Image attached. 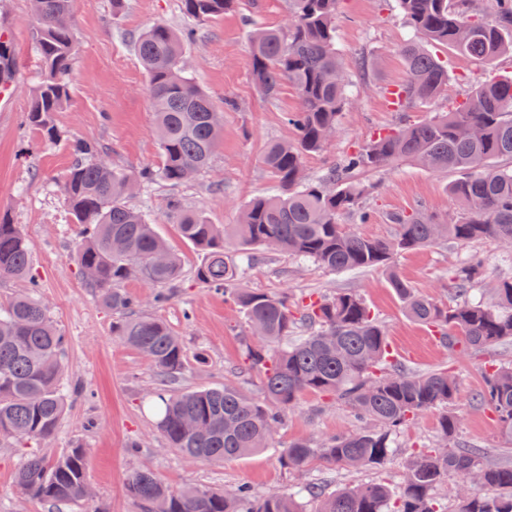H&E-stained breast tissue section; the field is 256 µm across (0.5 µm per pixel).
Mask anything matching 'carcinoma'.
Listing matches in <instances>:
<instances>
[{
    "mask_svg": "<svg viewBox=\"0 0 512 512\" xmlns=\"http://www.w3.org/2000/svg\"><path fill=\"white\" fill-rule=\"evenodd\" d=\"M192 21L218 18L236 0H180ZM338 0H289L288 24L251 28L248 63L255 84L274 94L291 84L299 107L286 113L296 140L271 141L263 163L278 192L250 201L240 224L226 233L176 198L166 213L182 239L206 254L194 277L224 291L245 315L257 342L245 341L243 370L262 372L263 400L237 385L171 390L187 369L181 337L164 320L139 313L144 300L125 284L140 280L156 287L152 303L166 302L180 281L183 263L155 231L147 215L127 204L141 184L158 178L171 186L209 168L221 132V116L182 64L183 39L163 23L138 37L135 52L149 76L155 105L161 166L126 172L112 166L100 145L73 139L74 162L61 185L81 231L74 248L80 271H90L85 287L121 319L113 335L146 356L159 386L153 408L168 448L212 462H224L268 447L285 424L288 409L304 394H332L355 415L375 424L320 443L298 441L279 457L280 467L299 472L318 460L348 468H377L393 453L392 435L421 414L446 407L457 397L458 379L446 369L415 371L402 364L365 300L352 292L308 299L294 309L288 294L244 288L240 265L231 253L246 246L280 250L333 272L389 271L390 283L407 314L432 328L450 352L480 351L512 342V278L497 281L491 305L470 297L472 283L485 271L473 256L448 277L452 303L443 305L416 293L392 267L393 256L441 241H500L512 245V76L472 86L448 112L405 122L375 134L324 174L308 178L303 159L321 151L338 127L348 82L336 48ZM402 18L418 38L400 53L407 77L387 89L403 112L438 98L448 85V63L440 46L484 66L512 55V0H397ZM75 0H39L37 42L44 71L33 91L26 122L45 142L58 131L54 114L70 97L69 75L76 56L71 24ZM15 57L0 32V93L14 81ZM399 161L457 178L450 194L460 203L456 216L440 221L416 209L389 217L397 225L390 239H373L345 228L344 219L365 224L370 186L361 175ZM0 278L27 289L0 307V437L40 444L53 438L68 407L62 378L65 339L34 295L30 247L16 224L0 219ZM477 399L497 414L503 436L512 441V363L484 371ZM461 419L444 412L438 420L442 448L416 454L403 466L399 494L383 483L327 491L319 484L262 496L247 487L222 491L204 486L173 490L150 469L134 472L126 491L143 512H303L298 497L318 499L316 512H447L434 497L450 474L479 477L480 492L462 485L458 512H512V462L490 463L485 450L451 446ZM17 487L55 506L88 497L85 450L78 446L48 458L29 455L15 473Z\"/></svg>",
    "mask_w": 512,
    "mask_h": 512,
    "instance_id": "carcinoma-1",
    "label": "carcinoma"
}]
</instances>
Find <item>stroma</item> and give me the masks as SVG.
Here are the masks:
<instances>
[{
    "mask_svg": "<svg viewBox=\"0 0 512 512\" xmlns=\"http://www.w3.org/2000/svg\"><path fill=\"white\" fill-rule=\"evenodd\" d=\"M113 13L112 0H76L72 26L78 43L71 96L55 113L59 140L48 143L26 126L31 96L43 79L37 54V29L30 0H0V28L10 38L16 58V80L0 99V218L19 225L31 251L36 295L66 338V386H80L72 397L54 438L38 445L39 453L56 457L67 448H85L89 499L64 506L62 512H142L126 492L127 477L137 469H152L168 486H207L231 490L240 486L255 492L285 491L320 484L334 490L346 484L382 482L398 488L403 463L415 453L436 447L438 411L420 415L396 432L394 453L378 468L347 472L313 464L299 475L281 469L283 448L298 440L318 441L355 431L358 423L350 407L332 395H304L291 408L272 447L224 463L183 457L169 450L146 400L157 388L155 370L148 359L112 333L114 317L82 284L73 258L72 243L79 227L61 193L72 163L68 144L81 138L99 143L113 164L131 171L159 167L157 141L148 76L134 50L141 32L162 22L177 32L194 27L187 41L184 62L198 84L210 95L223 117V138L210 168L193 181L171 188L163 181L140 188L130 201L143 210L158 232L183 258L184 274L172 301L150 304V285L131 281L127 289L146 298L143 310L166 321L182 336L189 368L178 387L191 390L223 384L244 362L242 339L245 319L223 294L205 288L193 276L203 252L184 241L165 213L170 194L201 211L214 224L238 223L245 204L273 192L275 182L262 163L267 141L291 140L294 130L283 116L296 111L298 97L290 85L264 95L252 80L248 65L247 19L266 26L283 22L288 0H238L224 17L196 25L183 15L180 0H125ZM410 32L399 13L397 0H340L336 13V47L349 80L348 100L339 126L321 152L307 155L309 176L321 175L346 153L365 144L377 130L401 120L420 121L448 108L472 83L512 72V56L493 67L448 54V86L442 96L401 113L387 106L386 87L402 82L405 67L399 49ZM373 185L368 200L370 223L354 225V232L376 239L392 237L397 227L389 216L421 209L441 218L453 216L455 199L448 192L451 175L402 163L368 173ZM483 252L488 264L472 289L477 301H490L496 282L512 277V247L493 241L479 246L442 243L397 255L394 269L419 294L442 303L452 300L448 277L472 251ZM243 285L272 295L282 292L294 299L332 296L341 291L359 294L383 326L393 353L408 367L427 371L448 369L459 381L452 406L462 419L460 442L484 448L494 458L512 461V442L500 431L493 409L476 398L482 372L494 364L512 361V345L481 352L451 353L441 348L431 330L410 318L379 270L338 273L288 255L267 251L246 266ZM236 379V378H233ZM252 395H260L256 372L236 379ZM143 445L141 454L128 450L130 441ZM27 448L13 438L0 439V512H53L48 503L25 495L13 483Z\"/></svg>",
    "mask_w": 512,
    "mask_h": 512,
    "instance_id": "1",
    "label": "stroma"
}]
</instances>
